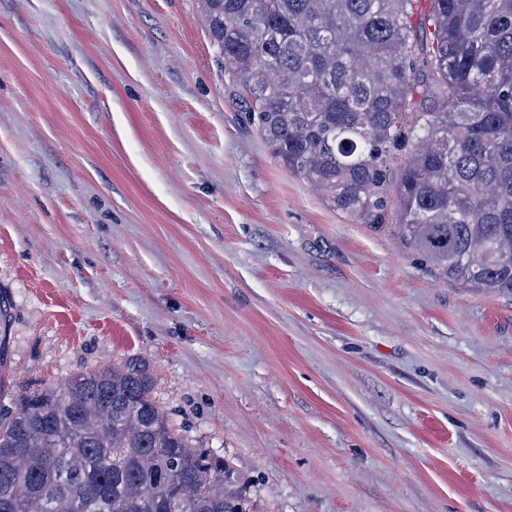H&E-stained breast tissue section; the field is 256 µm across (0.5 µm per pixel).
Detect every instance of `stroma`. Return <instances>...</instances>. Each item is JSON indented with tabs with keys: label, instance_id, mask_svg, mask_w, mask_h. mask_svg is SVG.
<instances>
[{
	"label": "stroma",
	"instance_id": "35a3bbf8",
	"mask_svg": "<svg viewBox=\"0 0 512 512\" xmlns=\"http://www.w3.org/2000/svg\"><path fill=\"white\" fill-rule=\"evenodd\" d=\"M243 112L195 0H0V401L134 358L255 512H512V298Z\"/></svg>",
	"mask_w": 512,
	"mask_h": 512
}]
</instances>
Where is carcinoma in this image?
Returning <instances> with one entry per match:
<instances>
[{
    "mask_svg": "<svg viewBox=\"0 0 512 512\" xmlns=\"http://www.w3.org/2000/svg\"><path fill=\"white\" fill-rule=\"evenodd\" d=\"M196 2L280 165L356 224L395 199L432 276L512 297V0H430L423 56L415 0ZM152 385L129 359L0 405V512H246Z\"/></svg>",
    "mask_w": 512,
    "mask_h": 512,
    "instance_id": "1",
    "label": "carcinoma"
}]
</instances>
